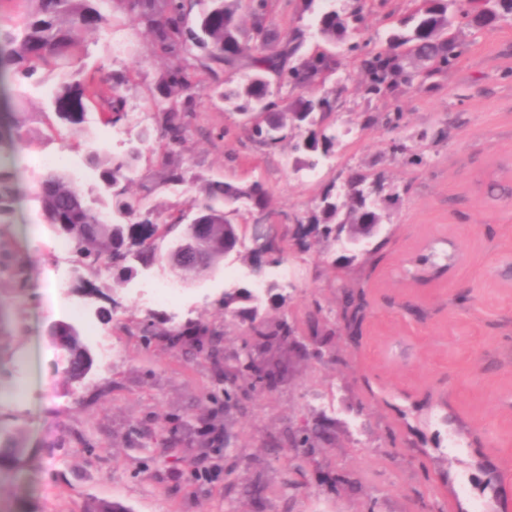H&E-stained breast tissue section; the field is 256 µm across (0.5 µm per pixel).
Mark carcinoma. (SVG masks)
Instances as JSON below:
<instances>
[{
  "label": "carcinoma",
  "mask_w": 512,
  "mask_h": 512,
  "mask_svg": "<svg viewBox=\"0 0 512 512\" xmlns=\"http://www.w3.org/2000/svg\"><path fill=\"white\" fill-rule=\"evenodd\" d=\"M323 3L317 13L321 40L334 46L352 36L360 35L364 25L366 0H349L336 7V0H303L304 9L315 2ZM19 10L12 30L0 32V74H13L21 83L43 87L48 76L57 81L50 88L45 102L60 122L68 125L82 123L81 115L90 103L107 104L106 118L112 125L125 117L121 80L114 76L99 80L92 75L75 78L64 72L80 42L88 34H102L112 25V11L98 6L99 0H17ZM202 8L190 20L185 17L182 0H130L121 5L133 20L151 34L154 52L173 60L174 65L163 78L162 95L166 104L158 110L156 129H143L132 140L136 155L125 152L117 155L92 153L93 168L100 172L97 194L103 202L101 209L88 204L73 179L63 173L48 172L40 182L37 200L44 223L65 237L83 265L100 276L118 271L113 280L124 285L142 273L164 266L162 256L151 246L158 236L169 237L181 230L179 216L160 214L156 209L143 207L145 197L128 194V183L139 154L151 142L176 152L188 136L195 118V101L205 83L212 82L221 99L231 103L234 111L245 119L248 139L262 146H274L288 140L298 154L296 162L313 169L320 155L336 147L332 136L331 101L326 97L308 94L326 76L341 67L338 55L326 49L306 48L304 30L297 28L281 34L268 18V0L260 8L245 13L241 0H198ZM410 8L398 17L387 13L392 24L385 37L363 54L361 65L365 74L363 94L368 101L385 98L418 83L424 84L433 76L444 73L458 58L448 53V43L462 48L466 45L465 31L489 30L497 19L512 13V0H470V22L454 26L450 19L458 10V0H409ZM239 47L235 58L224 56V43ZM277 50L266 52L271 43ZM244 67L252 72L242 84L221 81L220 74ZM286 90L289 98L281 109H260V100L268 94L271 84ZM22 113L8 112L0 120V146L14 147L23 142L19 130ZM371 174L355 170L350 174L348 190L343 201L336 199L335 185L324 190L321 203L308 217L298 223L307 229L306 236L334 241L352 230L369 239L376 238L370 225L380 223L376 201L370 199L366 188ZM246 196L253 209H267V191L259 182L240 186L230 182L199 178L194 183L190 204L198 207L207 224L204 235L188 243L185 271L195 272L199 263L196 254L204 256V264L216 269L224 262V244L241 238V225L227 211ZM14 192L9 177L0 180V218L11 210ZM294 250L293 238L284 236L271 248L269 264L286 262ZM247 301L251 307L239 304ZM224 306L234 317L248 320L252 327L253 352L245 357H224V406H240L245 398L259 387L264 379L274 377L280 367V354L293 342L294 330L288 322L273 320L263 313V304L252 300L248 289L224 293ZM366 311L363 293L343 288V306L339 318L347 329L355 331L362 324ZM145 340L162 335L173 347H180V337H195L193 350L210 352L218 357L223 333L215 326L197 323L184 330L157 332L153 325L141 329ZM53 339L67 351L66 375L72 380L83 379L93 360L80 335L65 331ZM325 438V430L317 423L293 435L295 445L302 448L301 463L294 470L301 472L311 460L317 445ZM21 448L13 438L0 440V465H12L19 460Z\"/></svg>",
  "instance_id": "cac0c4a2"
}]
</instances>
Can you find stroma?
Wrapping results in <instances>:
<instances>
[{"mask_svg": "<svg viewBox=\"0 0 512 512\" xmlns=\"http://www.w3.org/2000/svg\"><path fill=\"white\" fill-rule=\"evenodd\" d=\"M448 72L397 96L365 102L358 58L315 88L334 105L340 139L316 170L296 164L289 145L249 142L238 114L203 90L194 126L175 158L185 182L163 178L161 153H143L129 191L164 212L184 210L191 178L246 185L261 181L268 221L307 217L331 182L362 169L382 180L383 210L373 258L350 256L340 242L310 241L294 251L282 279L283 301L268 318H287L301 338L319 336L324 355L288 358L287 377L253 392L229 425L213 420L224 403V377L208 355L182 356L139 329L223 326L231 351L248 324L224 312L225 288L245 282L240 261L176 288L171 305L138 301L111 275L77 266L73 299L88 317L81 334L94 364L79 382L64 373V351L50 339L59 320L40 281L59 257L57 238L36 201L41 154H63L84 195L99 183L85 165L91 141L108 126L106 104L83 124H59L44 90L26 101L29 128L42 137L0 149L15 203L0 222V250L23 269V282L0 272V437L18 436L20 461L0 467V512H88L100 501L126 512H512V15L475 34ZM172 63L155 55L140 25L115 15L107 36L85 38L71 68L125 79L135 133L154 125L162 77ZM399 109V128L364 127L367 111ZM444 131L417 146L419 130ZM421 149L407 164L393 142ZM454 254L444 272L412 277L419 259ZM363 289L366 317L356 335L340 332L341 285ZM120 351L105 361L97 335ZM320 421L330 435L303 474L288 430ZM354 474L357 489L324 484Z\"/></svg>", "mask_w": 512, "mask_h": 512, "instance_id": "obj_1", "label": "stroma"}]
</instances>
